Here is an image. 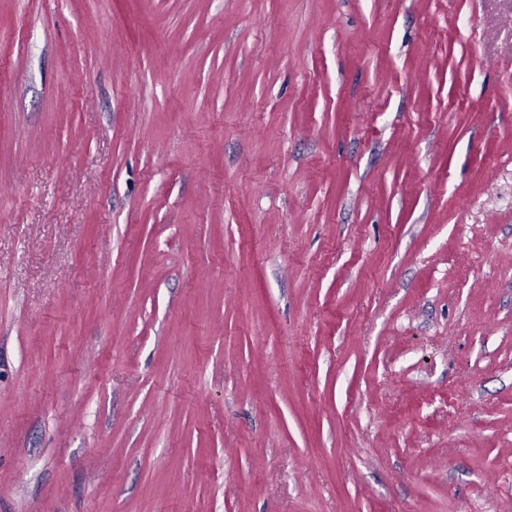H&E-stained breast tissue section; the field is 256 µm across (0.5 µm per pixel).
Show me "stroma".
Instances as JSON below:
<instances>
[{
  "mask_svg": "<svg viewBox=\"0 0 512 512\" xmlns=\"http://www.w3.org/2000/svg\"><path fill=\"white\" fill-rule=\"evenodd\" d=\"M0 512H512V0H0Z\"/></svg>",
  "mask_w": 512,
  "mask_h": 512,
  "instance_id": "35a3bbf8",
  "label": "stroma"
}]
</instances>
